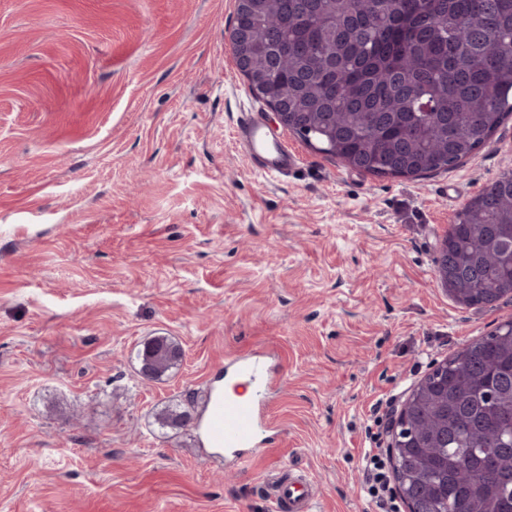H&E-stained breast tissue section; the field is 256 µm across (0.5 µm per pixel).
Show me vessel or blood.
<instances>
[{
    "label": "vessel or blood",
    "mask_w": 512,
    "mask_h": 512,
    "mask_svg": "<svg viewBox=\"0 0 512 512\" xmlns=\"http://www.w3.org/2000/svg\"><path fill=\"white\" fill-rule=\"evenodd\" d=\"M236 134L250 162L262 171L277 174L295 166L294 155L268 133L257 113H244ZM230 375L248 378L261 391L272 383L268 368L256 359L234 360ZM268 425V414L259 399L239 397H228L212 405L205 422L210 441L240 465L248 462L250 452L259 450L258 432ZM312 500L311 484L305 475L274 484L275 512H311Z\"/></svg>",
    "instance_id": "1"
}]
</instances>
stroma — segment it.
I'll list each match as a JSON object with an SVG mask.
<instances>
[{
	"mask_svg": "<svg viewBox=\"0 0 512 512\" xmlns=\"http://www.w3.org/2000/svg\"><path fill=\"white\" fill-rule=\"evenodd\" d=\"M236 0H0V512H273L303 473L312 512H379L365 449L410 392L512 320L434 276L458 212L512 164V118L462 165L373 176L279 126L229 43ZM258 112L299 157L255 168ZM183 346L174 377L130 350ZM270 354L279 430L247 466L211 451L203 397ZM191 401L161 436L151 413ZM236 134L250 162L262 171L279 174L295 166L294 155L268 133L257 112H244ZM184 356L182 345L170 336H150L130 351V360L139 366V373L156 381L172 376L180 368Z\"/></svg>",
	"mask_w": 512,
	"mask_h": 512,
	"instance_id": "stroma-1",
	"label": "stroma"
}]
</instances>
